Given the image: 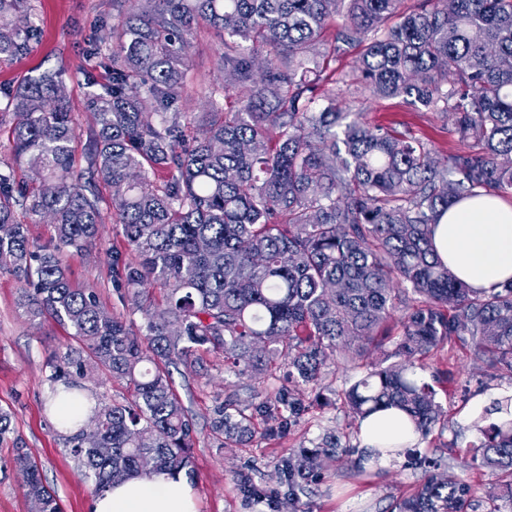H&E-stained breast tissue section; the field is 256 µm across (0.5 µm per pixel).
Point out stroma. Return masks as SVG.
Returning a JSON list of instances; mask_svg holds the SVG:
<instances>
[{
  "label": "stroma",
  "instance_id": "stroma-1",
  "mask_svg": "<svg viewBox=\"0 0 512 512\" xmlns=\"http://www.w3.org/2000/svg\"><path fill=\"white\" fill-rule=\"evenodd\" d=\"M30 3L39 18V37L29 53L0 60V88L13 89L23 78L64 69L75 125L79 134H86L94 118L86 108L83 75L98 72L99 67L95 58L85 54L84 39L100 17L111 14L112 0ZM220 45L214 32L202 33L188 69L190 98L184 111L202 112L204 89L213 81L210 60ZM335 88L339 102L358 100L369 123L419 138L440 156L459 147L456 137L448 132V119L439 113L416 109L399 98L379 100L366 92L358 94L340 82ZM127 249L121 227L107 221L100 225L93 247L68 254L66 268L75 285L95 291L135 330L141 325L140 314L122 300L109 268L113 252ZM21 288L18 280L0 271V409L11 414L15 436L40 461L43 476L63 512H91L92 486L82 476L66 446L65 433L49 411L52 386L46 362L52 351L64 347L68 334L51 318L30 320L18 305ZM344 358L341 350L330 354L319 379L303 387L306 410L285 434L228 445L211 431L214 410L227 398L247 399L251 379L225 373L223 358L204 352L174 368L175 386L195 426L191 483L197 512H266L265 503L245 499L240 493L239 476L243 473L250 474L266 494L274 495L276 512H389L404 492L423 483L425 472L402 455L376 472L356 467L360 433L343 407L341 393L357 374L349 370ZM422 363L424 378L438 372L448 375L446 389L437 395L448 423L435 427L417 446L421 452L443 456L440 475L471 483L479 502L476 512H486L487 493L497 488L500 476L489 468L462 467L461 462L470 459L472 445L480 438L475 422L486 404L512 397V374L490 368L465 336L424 357ZM330 431L347 446V453L329 464L312 492L288 501L287 489L277 479L279 460L300 448L312 447ZM12 454L11 442L0 443V512H30L23 479L10 464Z\"/></svg>",
  "mask_w": 512,
  "mask_h": 512
}]
</instances>
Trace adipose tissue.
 <instances>
[{
    "mask_svg": "<svg viewBox=\"0 0 512 512\" xmlns=\"http://www.w3.org/2000/svg\"><path fill=\"white\" fill-rule=\"evenodd\" d=\"M439 259L470 288L492 291L512 280V202L497 195L459 201L434 229ZM401 413L372 414L361 428V450L400 447L405 437ZM92 512H197L196 493L185 477L165 474L114 482L95 497Z\"/></svg>",
    "mask_w": 512,
    "mask_h": 512,
    "instance_id": "adipose-tissue-1",
    "label": "adipose tissue"
}]
</instances>
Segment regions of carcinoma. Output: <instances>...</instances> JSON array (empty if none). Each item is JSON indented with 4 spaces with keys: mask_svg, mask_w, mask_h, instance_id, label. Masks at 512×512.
<instances>
[{
    "mask_svg": "<svg viewBox=\"0 0 512 512\" xmlns=\"http://www.w3.org/2000/svg\"><path fill=\"white\" fill-rule=\"evenodd\" d=\"M112 44L88 53L108 77H86L95 126L86 173L74 176L78 137L59 72L29 77L4 94L13 120V164L0 165V271L23 283L19 305L50 317L71 343L52 353L54 398L75 399L76 379L104 372L129 397L92 413L67 439L93 494L132 475L193 474L194 423L171 367L200 350L257 381L250 400L214 410L226 443L288 428L305 410L294 389L265 383L288 366L296 386L317 379L328 353L354 348L362 375L343 393L361 422L389 407L426 436L446 414L410 363L364 362L367 346L399 308L402 332L386 357L411 358L470 336L488 366L512 373V283L476 292L435 254L433 228L454 202L512 191V0H120ZM345 22L332 40V15ZM224 50L217 81L192 130L179 109L199 35ZM29 0H0V60L28 53L38 36ZM365 44L361 84L451 114L465 149L442 158L428 144L361 112H345L326 87L330 63ZM243 86L244 95L233 93ZM30 173L17 179L14 166ZM129 252L112 254V282L141 314L140 335L92 290L76 288L65 256L81 252L102 223L99 186ZM22 210L30 223L16 217ZM50 218L54 239L37 245L30 225ZM163 294V307L146 287ZM480 463L500 472L488 512L512 509V421L479 428ZM341 445L327 434L282 458L288 495L323 474ZM32 512H61L38 461L15 446ZM466 481L429 477L391 512H467Z\"/></svg>",
    "mask_w": 512,
    "mask_h": 512,
    "instance_id": "cac0c4a2",
    "label": "carcinoma"
}]
</instances>
